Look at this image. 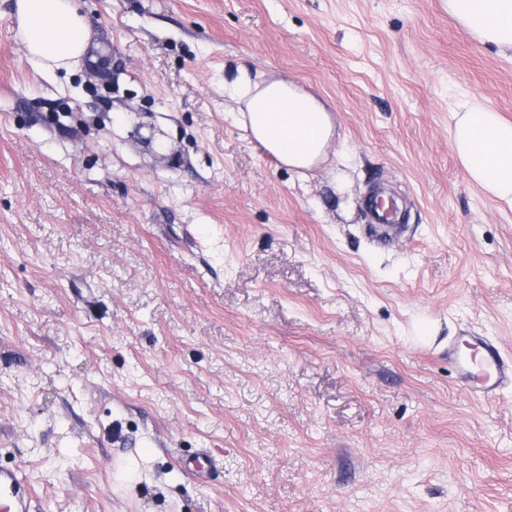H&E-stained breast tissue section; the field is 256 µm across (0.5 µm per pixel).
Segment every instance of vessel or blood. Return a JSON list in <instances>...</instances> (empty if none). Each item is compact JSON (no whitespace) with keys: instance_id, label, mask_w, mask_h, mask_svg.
Returning <instances> with one entry per match:
<instances>
[{"instance_id":"1","label":"vessel or blood","mask_w":512,"mask_h":512,"mask_svg":"<svg viewBox=\"0 0 512 512\" xmlns=\"http://www.w3.org/2000/svg\"><path fill=\"white\" fill-rule=\"evenodd\" d=\"M470 345L480 357L479 371H472L457 349H450L448 359L462 383L472 384L475 393L497 396L502 388L512 385V359L505 357L497 341L474 336ZM0 501L10 512H31L32 496L20 470L0 468Z\"/></svg>"}]
</instances>
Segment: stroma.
Returning a JSON list of instances; mask_svg holds the SVG:
<instances>
[{
  "label": "stroma",
  "instance_id": "1",
  "mask_svg": "<svg viewBox=\"0 0 512 512\" xmlns=\"http://www.w3.org/2000/svg\"><path fill=\"white\" fill-rule=\"evenodd\" d=\"M14 5L0 467L34 512H512V386L448 361L471 335L512 354V210L448 133L464 96L512 121V59L445 0H79L90 55L48 77ZM240 67L329 106L326 161L246 137ZM380 190L406 213L386 242Z\"/></svg>",
  "mask_w": 512,
  "mask_h": 512
}]
</instances>
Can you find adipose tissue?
Masks as SVG:
<instances>
[{
  "mask_svg": "<svg viewBox=\"0 0 512 512\" xmlns=\"http://www.w3.org/2000/svg\"><path fill=\"white\" fill-rule=\"evenodd\" d=\"M448 12L475 39L512 57V0H446ZM17 36L41 73L74 70L89 51L90 21L76 0H16ZM240 103L237 121L277 161L310 170L327 157L336 131L326 105L299 83L251 77L247 70L224 86ZM449 136L469 179L512 209V123L463 99L450 115Z\"/></svg>",
  "mask_w": 512,
  "mask_h": 512,
  "instance_id": "1",
  "label": "adipose tissue"
}]
</instances>
